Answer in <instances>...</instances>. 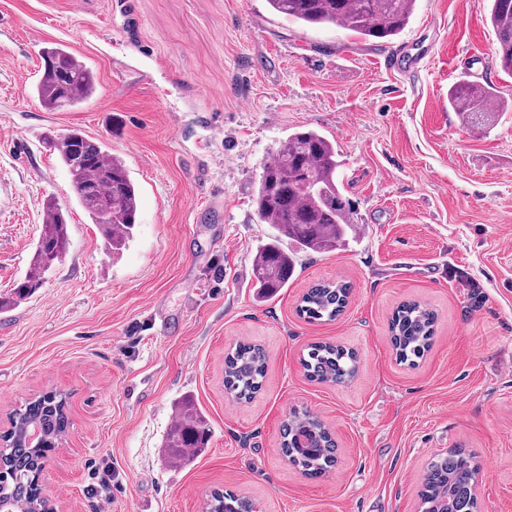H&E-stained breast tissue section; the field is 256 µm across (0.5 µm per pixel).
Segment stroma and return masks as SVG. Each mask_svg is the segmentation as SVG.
Returning <instances> with one entry per match:
<instances>
[{"mask_svg":"<svg viewBox=\"0 0 512 512\" xmlns=\"http://www.w3.org/2000/svg\"><path fill=\"white\" fill-rule=\"evenodd\" d=\"M490 0H416L396 38L365 40L273 14L267 0H0V295L23 281L47 201L70 244L30 298L0 312V423L30 398L67 397L48 457L56 512H204L232 491L262 512H419L430 459L456 448L481 468L482 512H512V78L495 62ZM49 42L97 75L83 104L46 110L34 86ZM492 82L498 121L448 107L461 75ZM334 139L356 232L302 253L287 288L258 298L270 227L253 199L288 133ZM79 129L126 162L135 236L115 258L72 192L52 139ZM349 283L342 315L307 322L301 295ZM436 314L407 365L389 336L396 307ZM259 345L250 400L224 391V353ZM353 351L357 374L318 383L310 345ZM191 399L211 439L170 463L174 404ZM305 410L336 462L309 478L280 450ZM111 466L112 483L92 476Z\"/></svg>","mask_w":512,"mask_h":512,"instance_id":"1","label":"stroma"}]
</instances>
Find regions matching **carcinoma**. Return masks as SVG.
Instances as JSON below:
<instances>
[{
  "mask_svg": "<svg viewBox=\"0 0 512 512\" xmlns=\"http://www.w3.org/2000/svg\"><path fill=\"white\" fill-rule=\"evenodd\" d=\"M416 0H267L273 13L293 18L308 27L334 25L365 39H392L408 25ZM489 15L498 47L496 64L512 77V0H491ZM41 75L34 87L50 111L76 107L96 89L92 68L61 44L43 49ZM496 90L488 83L461 79L448 89V106L471 126H491L497 119L491 107ZM66 167L80 205L101 229L103 250L117 255L133 238L138 212V188L125 163L104 147L89 141L79 130L53 141ZM341 167L336 143L313 129L296 130L279 143L265 165L254 196L257 219L272 233L257 248L253 275L258 296L265 298L288 287L295 274L297 253H329L344 245L356 225L350 204L340 191ZM69 246V225L55 202L46 205L42 232L30 270L15 296L0 299V311L33 294ZM350 296L344 282L320 283L301 297L297 311L309 321L333 320L341 315ZM435 315L408 301L392 314L389 332L396 357L416 364L429 351ZM307 375L321 383L341 385L357 374L354 352L331 344H315L303 358ZM267 361L262 348L240 342L224 357V390L237 400H249L262 387ZM177 424L164 440L173 463L207 447L210 429L188 400L175 404ZM12 431L0 438V512H41L39 476L48 452L68 426L66 397L46 392L14 410ZM336 442L312 414L293 412L284 422L281 451L306 476H321L335 462ZM478 465L459 449L434 458L423 477L421 512H479L476 496ZM205 512H254V504L232 492L213 491Z\"/></svg>",
  "mask_w": 512,
  "mask_h": 512,
  "instance_id": "cac0c4a2",
  "label": "carcinoma"
}]
</instances>
